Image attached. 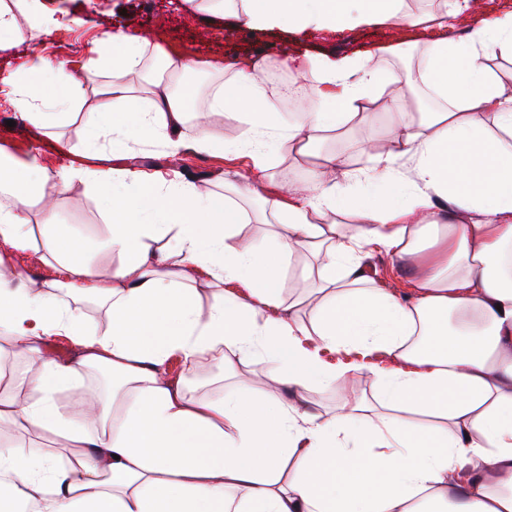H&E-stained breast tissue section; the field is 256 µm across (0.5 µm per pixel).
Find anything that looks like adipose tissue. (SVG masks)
Listing matches in <instances>:
<instances>
[{
	"mask_svg": "<svg viewBox=\"0 0 512 512\" xmlns=\"http://www.w3.org/2000/svg\"><path fill=\"white\" fill-rule=\"evenodd\" d=\"M200 2L259 29L336 31L406 16L405 0ZM17 5L28 32L17 27ZM56 22L44 0H0V47L39 38ZM93 51L112 79L82 90L89 153L111 138L116 114L132 136L164 132L170 151H223L206 125L192 141L180 134L195 95L183 81L193 60L167 53L153 70L142 40L123 32ZM497 57L512 58V13L476 29L469 43L434 42L425 65L398 74L382 77L350 58L306 59L310 108L286 129L299 154L316 133L355 118L378 139L370 105L403 110L409 89H429L443 105L418 122L398 119L366 169L346 171L343 154H325L285 200L252 182L226 183L217 194L134 166L89 170L111 218L100 248L118 258L105 274L75 243L53 235L35 243L27 212L49 174L0 160V266L37 244L58 273L42 290L0 275V352L30 360L0 388V426L47 432L73 450L61 460L39 445L1 443L0 512H512V85L490 67ZM260 68L225 64L211 96L213 109H232L242 122L236 147L258 172L274 111ZM17 73L0 80V99L36 125L55 126L58 107L78 89L72 76L39 54ZM133 75L149 97L137 94ZM50 77L56 109L47 112L35 90ZM401 157L414 163L407 184L396 174ZM363 183L381 197L353 201ZM239 195L256 199L254 212L237 205ZM340 213L352 224L333 222ZM270 220L267 242L243 235V224ZM163 238L167 249H153ZM377 249L411 265L405 291L367 274ZM300 251L312 258L311 298L287 300L284 265ZM201 270L243 283L244 293L202 308L192 287ZM84 294L105 306V333H89L72 311L69 298ZM53 336L70 339L76 356H46ZM224 346L265 385L197 399L165 378L170 352L192 371ZM326 350L336 363L322 359ZM95 368L118 376L117 390L61 410L58 392ZM364 381L374 398L359 393ZM328 389L336 394L329 409L320 401ZM18 391L26 401L16 402Z\"/></svg>",
	"mask_w": 512,
	"mask_h": 512,
	"instance_id": "obj_1",
	"label": "adipose tissue"
}]
</instances>
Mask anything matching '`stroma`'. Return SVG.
Returning <instances> with one entry per match:
<instances>
[{"label":"stroma","instance_id":"35a3bbf8","mask_svg":"<svg viewBox=\"0 0 512 512\" xmlns=\"http://www.w3.org/2000/svg\"><path fill=\"white\" fill-rule=\"evenodd\" d=\"M48 4L63 19V27L41 36L35 45L24 43L1 51V73L12 71L34 50L63 65L74 77L86 78L94 57V41L117 31L139 36L149 46L192 59L261 61L265 67L261 78L276 105L275 120L279 126L267 142V168L260 176L263 191L268 195L279 194L282 185L290 181L302 185L309 175L307 165L300 162L292 143L282 133L283 127L292 122L283 86L300 82L299 67L305 57L349 56L359 62L372 61L374 67L385 73L400 64L413 63L417 54L428 53L432 40L439 35L438 30L424 28L422 21L429 16L447 14L450 34L464 42L478 27L512 12V0H467L462 8L457 7L455 0H411V22L395 20L350 26L335 34L312 28L298 32L286 25L256 29L229 17L192 10L185 0H48ZM397 43L403 44L402 53H387V46ZM189 75L197 94L188 106L181 133L185 139H192L199 113H206L210 134L227 145V152L208 155L189 148L174 154L167 148L164 135L157 134L129 141L123 157H113L110 144L105 141L96 157L88 158L84 155L80 119L63 117L57 126L43 128L19 118L16 112L0 109V148L23 162L38 158L50 173L40 190L43 205L34 206L29 212L35 238L55 232L66 240L82 239L88 261L103 270L110 266V256L99 248L110 233L99 193L82 176L72 178L68 188L59 186L56 174L71 162L87 167L134 165L148 171L175 170L186 182L209 184L219 194L224 191L226 179L249 167V158L233 149L241 136L242 123L231 110L210 109L211 90L219 83V76L195 69ZM367 137L366 127L354 120L343 132L319 133L315 148L320 152L346 153L349 168L363 169L370 164V156L363 148ZM163 370L194 398H212L234 391L251 375L239 363L228 366L220 358L210 362L209 373L204 377L188 374L178 360L165 362Z\"/></svg>","mask_w":512,"mask_h":512}]
</instances>
